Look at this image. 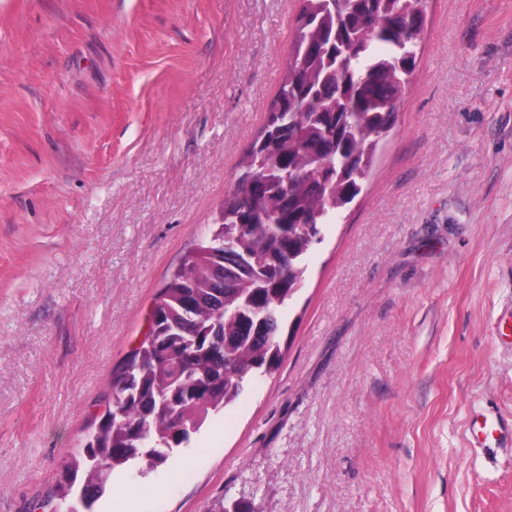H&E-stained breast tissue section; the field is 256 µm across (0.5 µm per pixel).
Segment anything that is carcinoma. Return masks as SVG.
Returning a JSON list of instances; mask_svg holds the SVG:
<instances>
[{
    "mask_svg": "<svg viewBox=\"0 0 512 512\" xmlns=\"http://www.w3.org/2000/svg\"><path fill=\"white\" fill-rule=\"evenodd\" d=\"M428 0H294L289 64L238 187L156 299L149 332L112 377V396L66 461L68 512H95L113 470L165 464L256 373L283 359L282 312L307 259L369 178L419 62Z\"/></svg>",
    "mask_w": 512,
    "mask_h": 512,
    "instance_id": "1",
    "label": "carcinoma"
}]
</instances>
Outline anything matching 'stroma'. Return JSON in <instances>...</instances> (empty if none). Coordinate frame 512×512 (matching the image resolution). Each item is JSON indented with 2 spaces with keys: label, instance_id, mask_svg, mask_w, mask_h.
<instances>
[{
  "label": "stroma",
  "instance_id": "stroma-1",
  "mask_svg": "<svg viewBox=\"0 0 512 512\" xmlns=\"http://www.w3.org/2000/svg\"><path fill=\"white\" fill-rule=\"evenodd\" d=\"M292 0H0V512H56L263 128ZM256 375L97 512H512V0H429L363 190Z\"/></svg>",
  "mask_w": 512,
  "mask_h": 512
}]
</instances>
